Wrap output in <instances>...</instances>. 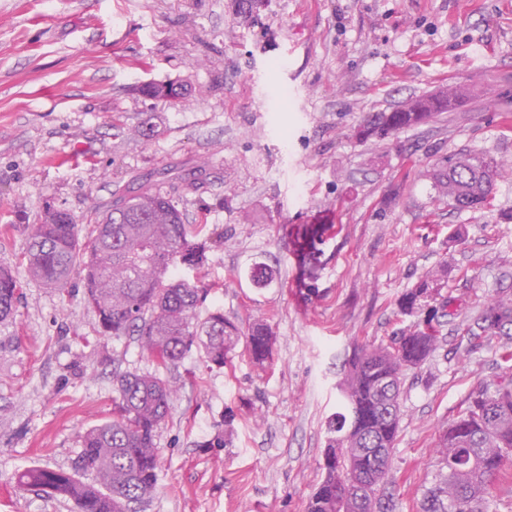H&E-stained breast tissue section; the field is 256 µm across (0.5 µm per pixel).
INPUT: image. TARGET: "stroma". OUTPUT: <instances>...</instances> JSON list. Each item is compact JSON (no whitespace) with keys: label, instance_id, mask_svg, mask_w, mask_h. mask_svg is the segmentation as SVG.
Masks as SVG:
<instances>
[{"label":"stroma","instance_id":"stroma-1","mask_svg":"<svg viewBox=\"0 0 512 512\" xmlns=\"http://www.w3.org/2000/svg\"><path fill=\"white\" fill-rule=\"evenodd\" d=\"M0 0V267L24 282L0 319V512H77L17 487L72 470L80 437L112 416V370H147L104 337L73 277L21 261L46 204L88 234L116 191L169 194L223 237L204 264L200 317L268 324L272 361L238 343L221 368L188 355L157 431L161 467L140 512H306L336 386L355 348L419 314L398 300L447 268L440 346L402 385L389 489L421 512L440 432L498 372L499 341L462 331L512 296V0ZM149 83L185 85L176 102ZM448 84L473 95L390 140H359L373 112ZM460 153L505 172L490 207L455 210L430 174ZM277 276L254 287V267Z\"/></svg>","mask_w":512,"mask_h":512}]
</instances>
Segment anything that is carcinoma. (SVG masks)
<instances>
[{
  "label": "carcinoma",
  "instance_id": "carcinoma-1",
  "mask_svg": "<svg viewBox=\"0 0 512 512\" xmlns=\"http://www.w3.org/2000/svg\"><path fill=\"white\" fill-rule=\"evenodd\" d=\"M465 90L418 97L424 112H376L360 133L383 139L419 125L437 112H453ZM498 164L485 154L450 158L434 169L439 194L458 210L491 205ZM201 224L185 223L173 200L142 188L120 193L81 239L74 217L48 204L39 223L31 225L24 257L28 275L53 288L65 289L73 275L82 277L85 301L99 318L104 335L134 337L154 360L146 372L113 373L112 419L81 436L74 470L32 468L18 474L17 485L36 495L74 502L79 512H136L157 487L159 451L156 433L169 415L175 389L168 372L192 350L222 367L240 339L259 364L272 357L274 334L262 324L247 333L220 312L201 320L199 307L210 287L196 276L173 278L180 264L199 269L213 238ZM445 274L419 281L401 297L403 312L427 311L422 323L388 345L357 348L339 383L340 409L327 422L322 479L307 512H393L387 491L391 454L401 422L404 376L421 367L439 347L438 315L451 301L438 285ZM22 294L12 271L0 267V319L10 316ZM473 345L493 337L506 340L500 354L504 370L476 388L466 409L438 440L441 464L437 483L423 512H450L448 497L462 501L459 512H483L486 495L505 462H512V302L496 300L465 328ZM90 475L85 482L82 476Z\"/></svg>",
  "mask_w": 512,
  "mask_h": 512
}]
</instances>
